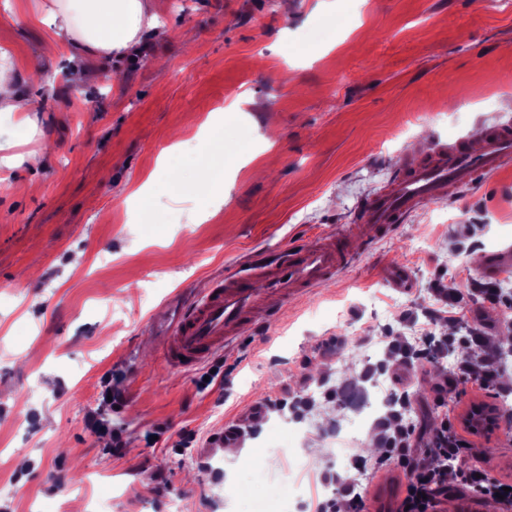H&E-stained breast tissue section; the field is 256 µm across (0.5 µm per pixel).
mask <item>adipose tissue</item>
Wrapping results in <instances>:
<instances>
[{"label":"adipose tissue","instance_id":"ef3b65f1","mask_svg":"<svg viewBox=\"0 0 512 512\" xmlns=\"http://www.w3.org/2000/svg\"><path fill=\"white\" fill-rule=\"evenodd\" d=\"M30 11L58 40L100 61L137 52L143 34L164 33L148 0H30ZM14 72L1 51L0 113L40 111V103L16 93Z\"/></svg>","mask_w":512,"mask_h":512}]
</instances>
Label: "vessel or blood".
I'll list each match as a JSON object with an SVG mask.
<instances>
[{"label":"vessel or blood","instance_id":"obj_1","mask_svg":"<svg viewBox=\"0 0 512 512\" xmlns=\"http://www.w3.org/2000/svg\"><path fill=\"white\" fill-rule=\"evenodd\" d=\"M511 165L512 126L504 123L488 124L473 137L425 155L404 153L389 186L362 202L354 229L290 246L273 259L256 257L188 299L160 341L166 366L198 367L255 324L275 323L282 302L334 283L362 251L443 199L449 184L469 188Z\"/></svg>","mask_w":512,"mask_h":512}]
</instances>
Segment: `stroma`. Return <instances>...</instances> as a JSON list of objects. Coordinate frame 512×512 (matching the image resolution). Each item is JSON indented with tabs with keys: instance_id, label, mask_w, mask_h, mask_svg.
I'll use <instances>...</instances> for the list:
<instances>
[{
	"instance_id": "obj_1",
	"label": "stroma",
	"mask_w": 512,
	"mask_h": 512,
	"mask_svg": "<svg viewBox=\"0 0 512 512\" xmlns=\"http://www.w3.org/2000/svg\"><path fill=\"white\" fill-rule=\"evenodd\" d=\"M166 40L142 57L91 62L78 85L73 48L23 7L0 9V50L15 86L45 105L34 136L0 165V483L12 512H243L247 495L298 474L297 512L337 495L346 448L375 458L374 427L350 433L357 407H319L283 437L281 414L255 403L282 390L350 383L384 356L383 340L457 325L435 285L466 288L489 253L512 244V166L412 216L393 237L314 295L282 304L276 324L243 335L217 360L232 386L196 385L200 369H168L158 346L185 297L253 255L352 223L359 203L393 175L404 150L425 153L512 121V7L503 0H151ZM352 10L327 42L305 30ZM224 182L223 203L210 191ZM402 268L410 288L393 285ZM490 343L512 387V310L483 304ZM341 346L328 355L322 343ZM125 396L101 403V381ZM101 410L123 432L122 454L85 427ZM248 433L225 449L215 477L198 448L226 421ZM164 434L147 442V433ZM493 476L512 480V437L477 439ZM169 490L155 495L154 472Z\"/></svg>"
}]
</instances>
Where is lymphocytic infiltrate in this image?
<instances>
[{"label": "lymphocytic infiltrate", "mask_w": 512, "mask_h": 512, "mask_svg": "<svg viewBox=\"0 0 512 512\" xmlns=\"http://www.w3.org/2000/svg\"><path fill=\"white\" fill-rule=\"evenodd\" d=\"M462 294L456 288L437 289L439 306L430 309L428 315L438 317L442 306L458 309L456 321L466 330L463 339L425 335L411 342L403 336L388 337L392 387L388 392L390 409L376 423L380 453L370 462L350 452L349 470L336 478L338 498L317 502L314 512H367L361 488L384 467L396 470L401 486L393 512H439L448 496L469 493L480 496L495 512H512V491H504L503 480L491 477L485 466L476 463L473 444L458 427L450 408L459 381L475 380L490 388L499 380L500 355L490 346L486 332L470 324L466 312L460 311ZM458 341L466 344L467 354L456 362L447 382L436 387V422L414 418L415 400L405 387V372L447 357L449 345ZM452 463L458 466L453 485L448 482Z\"/></svg>", "instance_id": "lymphocytic-infiltrate-1"}]
</instances>
